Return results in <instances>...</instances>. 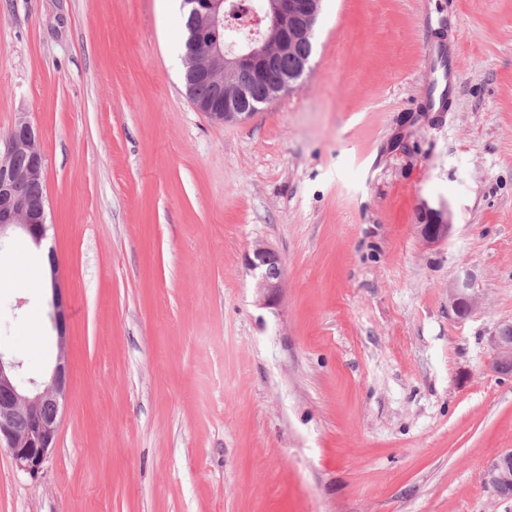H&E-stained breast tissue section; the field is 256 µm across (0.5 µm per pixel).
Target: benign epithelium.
Here are the masks:
<instances>
[{
    "label": "benign epithelium",
    "instance_id": "1",
    "mask_svg": "<svg viewBox=\"0 0 512 512\" xmlns=\"http://www.w3.org/2000/svg\"><path fill=\"white\" fill-rule=\"evenodd\" d=\"M193 20L188 37V73L218 88L216 98L198 108L217 121H245L256 114L255 107L242 106L246 87L273 73L276 60L297 51L311 40L321 0H266L263 10L249 8L251 33L242 44L229 40L226 30L238 11L236 0H183ZM308 59L295 70L281 73L268 86L264 102L294 90L303 76ZM40 132L21 118L9 133L0 137V243L18 232L41 246L46 236L45 193L31 195L25 186L44 181L45 156L39 147ZM20 157L28 159L18 165ZM452 222L447 206L423 207L418 232L428 244L448 239ZM249 259L258 272L256 288L265 305L277 302L282 288L279 256L257 244ZM52 288L54 320L59 346L67 341L66 303L54 250L47 253ZM482 304L471 273L448 283V308L465 319ZM495 355L492 369L499 375L512 372V324H503L492 336ZM24 361L0 351V445H6L16 467L35 478L53 452L59 429V410L69 389V368L58 356L49 380L39 383L24 379ZM486 487L497 497H512V450L490 459L483 472Z\"/></svg>",
    "mask_w": 512,
    "mask_h": 512
}]
</instances>
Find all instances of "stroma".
Masks as SVG:
<instances>
[{
  "label": "stroma",
  "instance_id": "35a3bbf8",
  "mask_svg": "<svg viewBox=\"0 0 512 512\" xmlns=\"http://www.w3.org/2000/svg\"><path fill=\"white\" fill-rule=\"evenodd\" d=\"M445 26L459 93L430 112ZM314 35L294 91L219 122L180 0H0V136L39 129L50 225L0 246V351L39 381L62 351L52 251L71 373L40 477L0 450V512H512L483 483L512 448V0H321ZM420 223L418 232L428 244H437L447 240L453 226L445 205H441L439 209L424 206ZM249 259L250 269L258 271L256 288L264 305H274L282 288V268L279 256L270 248L257 244ZM47 257L49 258V275L52 288V304L54 309V320L58 333V342L60 349L62 350L67 341L66 334V303L64 300L63 285L61 284L54 252H48ZM482 304V298L470 272L457 276L448 284V308L459 319H465ZM495 355L492 369L499 375H508L512 369V324H503L492 336Z\"/></svg>",
  "mask_w": 512,
  "mask_h": 512
}]
</instances>
